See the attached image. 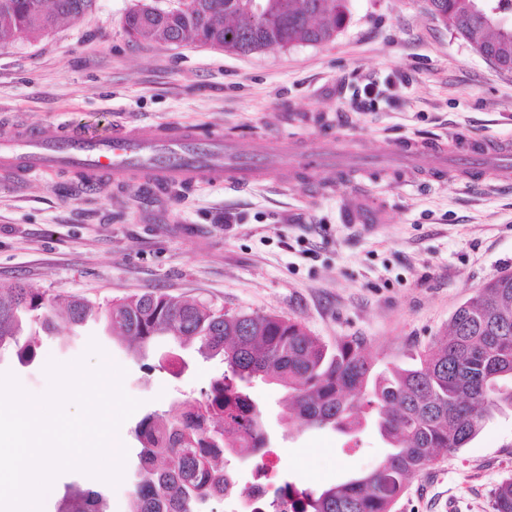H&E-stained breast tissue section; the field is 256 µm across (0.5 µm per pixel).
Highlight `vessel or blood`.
Wrapping results in <instances>:
<instances>
[{"label":"vessel or blood","mask_w":512,"mask_h":512,"mask_svg":"<svg viewBox=\"0 0 512 512\" xmlns=\"http://www.w3.org/2000/svg\"><path fill=\"white\" fill-rule=\"evenodd\" d=\"M221 147L222 138L216 134L185 137L175 132H161L148 141L134 133L92 137L77 128L33 130L20 136L0 137V170L36 174L70 167L82 170L95 180L118 177L139 167L150 175L155 186L171 181L192 185L201 180L243 186L269 173L277 162L295 171L310 172L324 168L347 169L358 162L357 152L351 149L333 155L285 153L276 159L261 154L255 162L242 164L224 160ZM457 159L475 169L512 171V151L492 153L478 140L462 143Z\"/></svg>","instance_id":"obj_1"}]
</instances>
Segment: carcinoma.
Segmentation results:
<instances>
[{
    "label": "carcinoma",
    "instance_id": "cac0c4a2",
    "mask_svg": "<svg viewBox=\"0 0 512 512\" xmlns=\"http://www.w3.org/2000/svg\"><path fill=\"white\" fill-rule=\"evenodd\" d=\"M0 0V43L19 34L52 31L63 19L84 14L93 0ZM447 26L479 54L493 47L512 63V27L495 28L476 0H430ZM267 16L249 13L241 0H182L163 10L142 2L126 18L134 40L178 49L198 42L247 54L270 46L321 44L343 27L347 0H266ZM64 315H59L58 310ZM77 327L102 320L135 352L165 336L180 346L197 345L205 359L219 358L223 376L199 398L174 405L167 417L148 414L135 428L140 442L129 512H202L214 500L234 495L237 481L224 464L268 444L262 418L248 392L256 379L288 391L289 418L345 434L362 428L357 403L377 413L376 428L390 451L375 469L320 489L284 488L299 497L298 512H393L408 477L436 462L437 451L463 448L502 405L512 407V272H503L469 297L453 314L448 335L418 354L420 365L375 372L358 339L329 345L298 321L278 315L230 312L197 300L155 291L104 307L71 296L60 300L23 284L0 289V351L14 352L22 365L38 356L42 336L54 319ZM175 377L184 359L168 353L158 365ZM494 512H512V478L496 489ZM57 512H108L106 493L66 486Z\"/></svg>",
    "mask_w": 512,
    "mask_h": 512
}]
</instances>
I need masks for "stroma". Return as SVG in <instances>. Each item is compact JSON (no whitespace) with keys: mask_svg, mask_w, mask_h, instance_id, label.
Listing matches in <instances>:
<instances>
[{"mask_svg":"<svg viewBox=\"0 0 512 512\" xmlns=\"http://www.w3.org/2000/svg\"><path fill=\"white\" fill-rule=\"evenodd\" d=\"M136 2L94 0L48 34L0 45V133L17 125H77L92 136L190 126L223 132L244 156L267 141L325 152L350 144L369 159L407 138L437 139L452 152L473 136L512 141V73L434 19L428 0H349L347 22L330 41L249 55L131 40L124 20ZM390 75L401 81L378 109L350 105L355 87ZM352 206L362 214L356 224L344 221ZM505 270L512 181L461 164L443 170L430 155L413 173L279 170L235 188L203 181L158 189L137 170L93 187L66 170L0 173V288L23 282L103 306L157 291L280 315L329 344L363 339L379 372L414 366L455 310ZM93 341L125 369L123 389L140 402L111 441L128 450L122 481L108 488L111 510L128 512L136 423L199 397L224 365L187 349L190 367L176 378L144 369L102 324L61 323L32 364L0 355V373L42 394L48 360L84 356L98 365L86 354ZM250 394L281 470L299 487L370 471L387 453L374 411L350 438L285 424L280 386L257 380ZM510 477L506 408L466 447L413 475L396 512H493V492Z\"/></svg>","mask_w":512,"mask_h":512,"instance_id":"35a3bbf8","label":"stroma"}]
</instances>
